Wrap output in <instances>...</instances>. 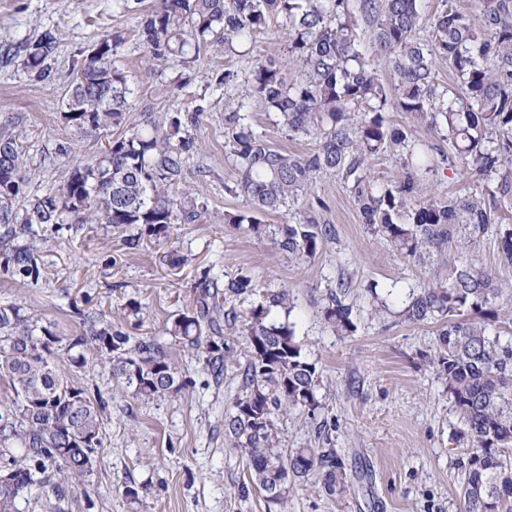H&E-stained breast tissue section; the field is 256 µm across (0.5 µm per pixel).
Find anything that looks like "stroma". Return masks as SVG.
I'll return each instance as SVG.
<instances>
[{"label": "stroma", "instance_id": "obj_1", "mask_svg": "<svg viewBox=\"0 0 512 512\" xmlns=\"http://www.w3.org/2000/svg\"><path fill=\"white\" fill-rule=\"evenodd\" d=\"M140 19L118 9L116 0H0V45L18 47L46 31L58 38L50 80H35L17 62L0 64V126L10 125L22 141L27 198L59 187L74 168L94 163L105 149L106 138L74 132L62 112L74 61L118 33L125 43L115 65L132 89L130 124L141 123L148 112L204 106L190 130L199 152L190 160L188 177L196 179L197 167L207 168L201 189L211 209L208 223L183 225L169 242L147 241L137 251L124 246L123 231L105 224L40 239L34 244L45 263L39 281L0 275V302H23L62 335L83 331V314L103 313L132 336L159 337L187 382L180 392L144 402L118 385L111 367L95 357L70 370L72 381L100 389L106 400L93 489L67 481L61 510L34 499L20 502V512H268L244 459L224 436V415L241 389L243 336L225 330L233 358L217 378L196 352L164 332L168 320L192 302L194 284L206 270L225 280L251 277L260 292L287 289L291 313L276 309L271 317L289 321L321 382L314 414L294 413L279 422L282 445L335 449L354 476L350 490L339 496L305 483L281 512H464L467 437L429 363L436 327L406 322L400 314L410 290L422 285L419 267L368 231L349 190L329 175L321 178L319 194L337 237L309 263L295 264L277 254L269 238L238 233L224 222L225 212L243 209L245 200L229 191L236 173L224 157V90L207 83L205 74L285 55L280 19H272L253 45L229 49L221 38H211L196 62L153 59L133 38ZM250 111L256 130L274 146L317 148L316 138H289L259 102H251ZM171 247L186 259L181 269L163 261ZM339 284L356 325L341 336L321 315L328 287ZM131 299L145 304L140 317L125 312ZM378 300L387 310L377 318L370 309ZM128 482L142 485L139 502L124 498Z\"/></svg>", "mask_w": 512, "mask_h": 512}]
</instances>
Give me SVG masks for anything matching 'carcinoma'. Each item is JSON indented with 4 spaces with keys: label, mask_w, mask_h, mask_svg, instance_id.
<instances>
[{
    "label": "carcinoma",
    "mask_w": 512,
    "mask_h": 512,
    "mask_svg": "<svg viewBox=\"0 0 512 512\" xmlns=\"http://www.w3.org/2000/svg\"><path fill=\"white\" fill-rule=\"evenodd\" d=\"M419 0H159L143 15L137 39L157 59L200 56L207 37L224 45L253 40L269 21L288 30L284 57L267 56L249 70L212 71L224 88V155L237 179L229 191L245 198L247 209L224 212V223L271 239L273 248L298 264L314 259L336 238L317 194L318 180L332 175L352 194L363 223L383 237L407 262L425 267L426 282L403 302L405 319L438 325L431 364L468 435L464 512H512V337L495 331L499 311L512 302V290L497 271L479 263L472 248L493 229L501 264L512 267V0H474V14L457 0H440L426 21ZM371 29L374 53L387 59L396 94L386 88L364 54L359 21ZM124 37L102 39L78 63L62 114L79 133H105L126 123L128 80L112 59ZM57 45L46 31L23 47L22 65L39 81L51 77L48 60ZM448 64L458 87L435 80V63ZM277 117L292 139L315 135L319 147L292 152L274 146L250 124L239 85ZM405 114L393 125L387 112ZM204 107L158 112L141 127L108 141L92 165L74 169L56 190L26 201L28 183L19 136L0 128V272L19 281L44 274L40 255L28 245L38 236L73 229L76 224L137 227L127 238L167 241L181 224H205L208 204L200 188L178 190L195 151L188 127ZM434 130L440 141L417 139L415 127ZM391 156L395 171L373 179L367 162ZM445 167L492 179L481 191L437 195L425 191V176ZM303 201L284 224L271 228L261 216L278 213L288 202ZM193 303L172 319L166 333L183 341L219 375L226 366L224 325L242 322L247 363L224 433L245 459L251 479L268 507L283 506L293 483L319 476L329 495L349 490L352 480L332 448H284L277 419L313 411L319 371L304 354L292 326L269 319L272 309L291 312L288 291L268 290L264 301L241 319L221 306L223 295L253 294L252 279L239 276L224 285L205 272L195 284ZM343 285L331 289L321 307L324 322L340 335L355 330L353 309ZM112 366L115 379L139 400L163 398L184 389L171 358L155 339H132L123 326L100 321L66 338L18 302H0V377L10 399L0 404V512H19L24 495L61 502L55 481L86 479L88 442L102 445L100 391L74 384L64 363L81 367L86 354Z\"/></svg>",
    "instance_id": "cac0c4a2"
}]
</instances>
